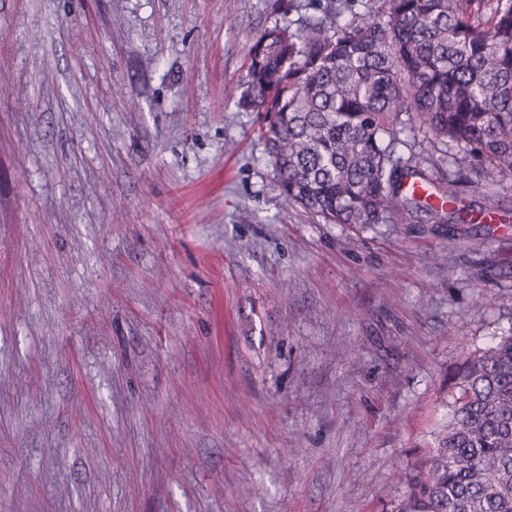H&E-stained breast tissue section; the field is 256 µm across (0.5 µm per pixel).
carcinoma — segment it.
I'll return each instance as SVG.
<instances>
[{"mask_svg":"<svg viewBox=\"0 0 512 512\" xmlns=\"http://www.w3.org/2000/svg\"><path fill=\"white\" fill-rule=\"evenodd\" d=\"M358 23L336 8L298 31L266 30L249 49L240 105L261 135L281 194L329 224H437L496 213L484 196L455 208L398 134L422 132L444 156L512 172V0H378ZM433 441L400 476L392 512H512V334L469 359Z\"/></svg>","mask_w":512,"mask_h":512,"instance_id":"obj_1","label":"carcinoma"}]
</instances>
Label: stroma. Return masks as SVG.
Here are the masks:
<instances>
[{"label": "stroma", "mask_w": 512, "mask_h": 512, "mask_svg": "<svg viewBox=\"0 0 512 512\" xmlns=\"http://www.w3.org/2000/svg\"><path fill=\"white\" fill-rule=\"evenodd\" d=\"M327 0H0V512H391L512 331V176L328 224L238 100Z\"/></svg>", "instance_id": "stroma-1"}]
</instances>
